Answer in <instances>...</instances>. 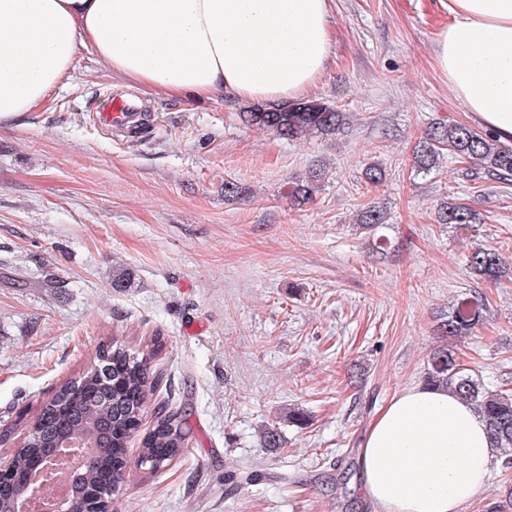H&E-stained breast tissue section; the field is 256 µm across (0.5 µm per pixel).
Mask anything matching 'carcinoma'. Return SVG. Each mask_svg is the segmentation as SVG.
Here are the masks:
<instances>
[{
    "label": "carcinoma",
    "mask_w": 512,
    "mask_h": 512,
    "mask_svg": "<svg viewBox=\"0 0 512 512\" xmlns=\"http://www.w3.org/2000/svg\"><path fill=\"white\" fill-rule=\"evenodd\" d=\"M240 116L252 126L291 138L309 133L332 135L346 120V113L318 99L252 103L243 108ZM445 151L462 163L487 168L499 179L512 178V150L501 149L490 137L454 123H440L425 133L412 151L414 166L421 172L428 171ZM318 181L319 176H311L296 185L292 196L311 200ZM436 218L440 224L479 223L478 214L468 203L443 204ZM384 223L383 210L370 206L361 212L358 228L372 237ZM468 264L474 273L492 281L502 273L505 257L495 248L483 247L470 254ZM482 317L479 302L462 301L440 322L439 330L444 336H465ZM147 347L149 352L137 355L116 344L101 346L79 379L63 383L56 395L38 408L30 423L26 449L17 451L11 460L14 472H28L34 458L52 456L62 443L92 438L96 452L82 464L79 488L70 494L67 504L69 512H85L87 505H94L102 496L115 491L123 482L128 444L155 389L149 365L155 340H150ZM103 363L111 366L107 376L99 372ZM424 383L446 388L469 401L482 414L495 447L512 449V393L487 388L446 347L430 354ZM189 433L185 419L178 413L158 417L143 439L137 466L156 471L180 458Z\"/></svg>",
    "instance_id": "1"
}]
</instances>
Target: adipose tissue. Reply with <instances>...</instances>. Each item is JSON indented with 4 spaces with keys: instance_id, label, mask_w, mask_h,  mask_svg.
<instances>
[{
    "instance_id": "ef3b65f1",
    "label": "adipose tissue",
    "mask_w": 512,
    "mask_h": 512,
    "mask_svg": "<svg viewBox=\"0 0 512 512\" xmlns=\"http://www.w3.org/2000/svg\"><path fill=\"white\" fill-rule=\"evenodd\" d=\"M436 68L482 128L512 142V0H448ZM330 0H0V122L47 101L81 50L166 96L278 103L326 70ZM495 450L486 424L443 389L413 386L373 416L361 491L377 512H461Z\"/></svg>"
}]
</instances>
